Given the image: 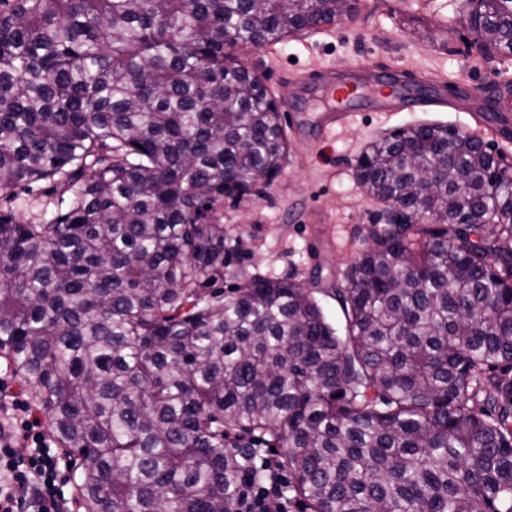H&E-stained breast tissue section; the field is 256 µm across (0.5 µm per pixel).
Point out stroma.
<instances>
[{"mask_svg": "<svg viewBox=\"0 0 512 512\" xmlns=\"http://www.w3.org/2000/svg\"><path fill=\"white\" fill-rule=\"evenodd\" d=\"M467 14L466 0H359L346 22L235 52V64L282 100L288 152L274 177L218 208L231 246L224 293L255 276L288 278L344 331L335 291L372 231L388 224L386 206L356 178L370 141L440 124L477 135L512 164V54L488 59L473 49ZM353 73L391 78L388 101L363 88L345 120L322 131L318 114L334 109L327 87Z\"/></svg>", "mask_w": 512, "mask_h": 512, "instance_id": "stroma-1", "label": "stroma"}]
</instances>
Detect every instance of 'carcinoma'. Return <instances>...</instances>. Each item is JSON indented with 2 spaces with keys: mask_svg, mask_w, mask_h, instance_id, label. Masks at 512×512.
<instances>
[{
  "mask_svg": "<svg viewBox=\"0 0 512 512\" xmlns=\"http://www.w3.org/2000/svg\"><path fill=\"white\" fill-rule=\"evenodd\" d=\"M477 8L473 46L512 53V0ZM356 10L0 0V357L85 512H232L261 444L298 512H512V184L480 138L367 146L357 179L400 223L336 289L345 335L296 282L201 293L224 280V180L287 151L261 79L224 60ZM37 183L50 218L21 222Z\"/></svg>",
  "mask_w": 512,
  "mask_h": 512,
  "instance_id": "cac0c4a2",
  "label": "carcinoma"
}]
</instances>
